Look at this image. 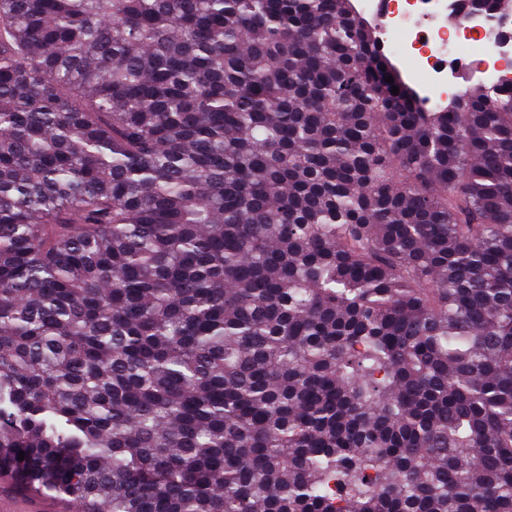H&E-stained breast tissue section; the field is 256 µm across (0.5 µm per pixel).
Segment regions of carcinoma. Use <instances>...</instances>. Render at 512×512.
I'll return each mask as SVG.
<instances>
[{
  "label": "carcinoma",
  "mask_w": 512,
  "mask_h": 512,
  "mask_svg": "<svg viewBox=\"0 0 512 512\" xmlns=\"http://www.w3.org/2000/svg\"><path fill=\"white\" fill-rule=\"evenodd\" d=\"M0 476L512 512V87L429 106L352 0H0Z\"/></svg>",
  "instance_id": "obj_1"
}]
</instances>
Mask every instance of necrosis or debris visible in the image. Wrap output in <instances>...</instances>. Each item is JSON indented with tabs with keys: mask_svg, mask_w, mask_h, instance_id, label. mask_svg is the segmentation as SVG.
Wrapping results in <instances>:
<instances>
[{
	"mask_svg": "<svg viewBox=\"0 0 512 512\" xmlns=\"http://www.w3.org/2000/svg\"><path fill=\"white\" fill-rule=\"evenodd\" d=\"M380 18L387 52L419 60L430 99L448 94V73L466 68L489 86L512 83V17L474 12L451 20L452 0H362Z\"/></svg>",
	"mask_w": 512,
	"mask_h": 512,
	"instance_id": "1",
	"label": "necrosis or debris"
}]
</instances>
